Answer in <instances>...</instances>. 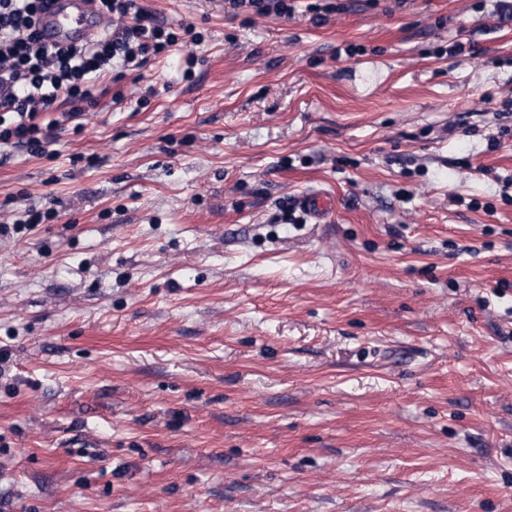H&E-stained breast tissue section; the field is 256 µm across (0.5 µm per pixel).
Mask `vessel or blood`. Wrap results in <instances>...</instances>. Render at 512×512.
<instances>
[{
  "label": "vessel or blood",
  "instance_id": "1",
  "mask_svg": "<svg viewBox=\"0 0 512 512\" xmlns=\"http://www.w3.org/2000/svg\"><path fill=\"white\" fill-rule=\"evenodd\" d=\"M98 26L90 0H52L37 23L43 39L59 46L87 40Z\"/></svg>",
  "mask_w": 512,
  "mask_h": 512
}]
</instances>
